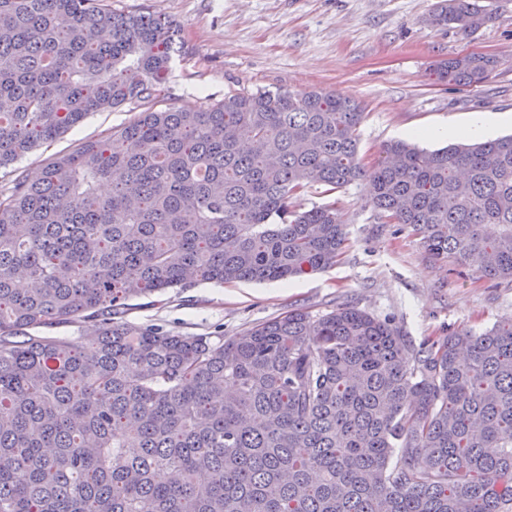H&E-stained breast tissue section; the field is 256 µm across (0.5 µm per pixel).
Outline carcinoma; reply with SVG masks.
<instances>
[{"label":"carcinoma","mask_w":512,"mask_h":512,"mask_svg":"<svg viewBox=\"0 0 512 512\" xmlns=\"http://www.w3.org/2000/svg\"><path fill=\"white\" fill-rule=\"evenodd\" d=\"M490 21L475 0L431 15ZM181 52L110 0H0V171L91 112L141 108L0 198V512H512V317L418 346L350 304L218 338L126 319L134 298L331 267L341 216L291 200L364 179L429 261L511 284L512 136L393 141L367 169L340 94L162 106ZM497 64L436 72L472 85ZM78 322L81 341L39 335Z\"/></svg>","instance_id":"1"}]
</instances>
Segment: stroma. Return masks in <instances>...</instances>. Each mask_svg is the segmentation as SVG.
Masks as SVG:
<instances>
[{
  "label": "stroma",
  "mask_w": 512,
  "mask_h": 512,
  "mask_svg": "<svg viewBox=\"0 0 512 512\" xmlns=\"http://www.w3.org/2000/svg\"><path fill=\"white\" fill-rule=\"evenodd\" d=\"M438 0H112L118 13L145 12L173 22L183 54L169 79V102L198 109L241 90H322L365 108L358 156L365 167L400 133L464 125L475 117L512 133V0H478L493 16L470 35L434 26ZM495 56L488 80L458 86L439 80L438 62ZM137 116L124 105L87 116L51 145L22 158L32 176L51 158L122 127ZM308 210L335 205L347 241L332 268L290 282H202L131 302L127 318L182 334L235 335L298 307L318 316L348 303L394 318L413 342L461 328L482 329L512 316V287L479 272L439 267L419 240L372 206L361 180L332 194L296 198Z\"/></svg>",
  "instance_id": "35a3bbf8"
}]
</instances>
